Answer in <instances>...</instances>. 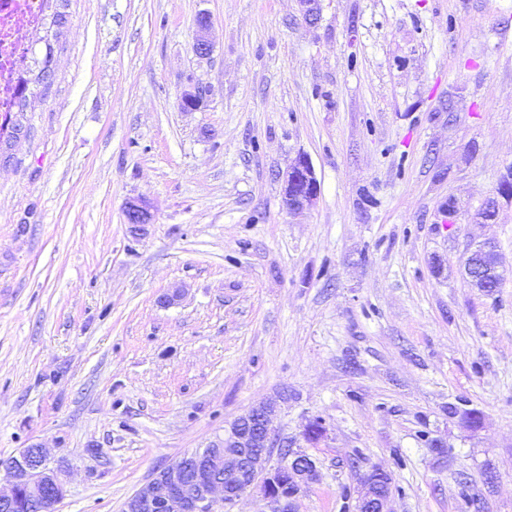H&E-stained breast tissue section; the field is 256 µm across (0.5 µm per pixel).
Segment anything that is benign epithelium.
I'll list each match as a JSON object with an SVG mask.
<instances>
[{"label":"benign epithelium","instance_id":"obj_1","mask_svg":"<svg viewBox=\"0 0 512 512\" xmlns=\"http://www.w3.org/2000/svg\"><path fill=\"white\" fill-rule=\"evenodd\" d=\"M210 17L196 20L195 54L204 59L213 52L209 39ZM28 134L27 127L12 117L0 132V165L12 158L11 143ZM320 192V184L309 159L300 154L290 166L283 189V202L290 213L311 207ZM512 201V172L503 177L497 195L486 200L478 213L485 222H494L499 214V199ZM125 223L135 236L147 233L153 223L152 204L141 197L126 202ZM481 264L493 275L489 283L464 265V274L473 288L494 294L502 280L503 257L492 242L478 245ZM276 412L272 402L260 403L236 418L224 430V436L211 441L207 448L185 453L171 465L161 469L147 484L136 490L123 504L122 512H214L229 509L247 494L258 492L267 500L270 512H295L293 503L302 489L319 480L316 462L299 451L290 453L273 465L271 449L288 443L271 430ZM8 487L0 488V512H12L16 502L25 497L31 504L49 512L65 496V487L58 474L48 466L44 449L33 445L16 457L0 462ZM386 471L373 468L360 480L356 504L358 512H390L391 490H379Z\"/></svg>","mask_w":512,"mask_h":512}]
</instances>
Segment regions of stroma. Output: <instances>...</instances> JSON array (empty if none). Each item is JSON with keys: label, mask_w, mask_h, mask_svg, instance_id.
I'll list each match as a JSON object with an SVG mask.
<instances>
[{"label": "stroma", "mask_w": 512, "mask_h": 512, "mask_svg": "<svg viewBox=\"0 0 512 512\" xmlns=\"http://www.w3.org/2000/svg\"><path fill=\"white\" fill-rule=\"evenodd\" d=\"M68 13L0 168V460L41 445L56 512H121L272 400L320 471L296 512H343L375 466L392 512H512V271L490 296L462 275L485 240L512 262V204L477 219L512 171V0H320L313 24L298 0ZM301 154L321 191L292 216ZM133 197L154 207L140 238ZM211 26L210 17L208 15H201L196 20L197 35L193 44L195 54L199 58H207L213 52V44L209 39V29ZM152 204L141 197L130 199L124 208L125 222L129 225L130 232L135 236H143L147 233V227L153 224L154 214Z\"/></svg>", "instance_id": "stroma-1"}]
</instances>
